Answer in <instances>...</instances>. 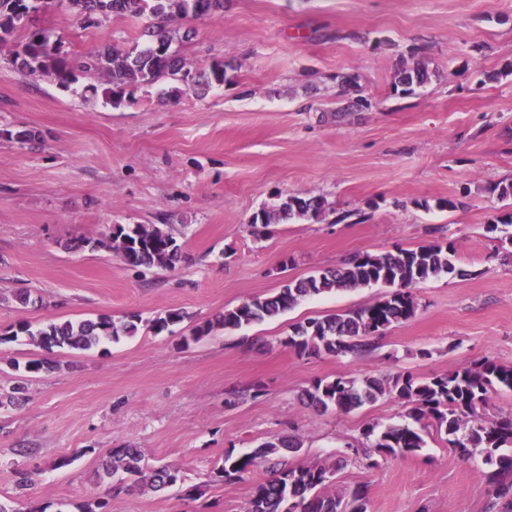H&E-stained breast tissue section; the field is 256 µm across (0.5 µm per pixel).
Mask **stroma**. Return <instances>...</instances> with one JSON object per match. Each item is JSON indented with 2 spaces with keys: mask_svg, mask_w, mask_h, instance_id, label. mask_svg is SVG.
I'll use <instances>...</instances> for the list:
<instances>
[{
  "mask_svg": "<svg viewBox=\"0 0 512 512\" xmlns=\"http://www.w3.org/2000/svg\"><path fill=\"white\" fill-rule=\"evenodd\" d=\"M33 22L77 55L130 47L145 26L114 15L85 30L62 5ZM175 25L186 36L172 48L188 68L228 63L224 86L174 96L163 78L126 89L115 107L101 76L66 89L0 51V331L22 320L187 314L173 333L143 327L103 351L48 354L24 336L0 345V392L15 383L14 362L53 363L27 378L20 406L0 409V499H17L20 512H76L97 499L108 512H244L272 463L224 482L225 452L290 432L303 447L289 462H341L337 488L366 484L368 512H488L483 467L435 430L415 458L372 468L347 455L367 424L402 422L397 399L339 414L301 393L320 379L429 377L486 356L512 365V260L486 230L504 212L495 186L512 183V0H224L222 14ZM420 60L430 81L403 93L397 72ZM342 74L355 81L343 97ZM20 131L31 139L17 142ZM291 194L324 196L325 215L252 236L254 214ZM440 198L464 206L436 208ZM120 224L167 225L183 261L135 269L88 247ZM432 243L454 245L466 276L417 284L415 315L369 354L301 357L283 340L295 323L373 303L376 286L182 342L193 324L284 281ZM257 383L265 393L255 398ZM119 446L174 465L180 486L117 493L98 483L100 458ZM20 468L35 479L22 497ZM191 487L195 497L182 498Z\"/></svg>",
  "mask_w": 512,
  "mask_h": 512,
  "instance_id": "obj_1",
  "label": "stroma"
}]
</instances>
